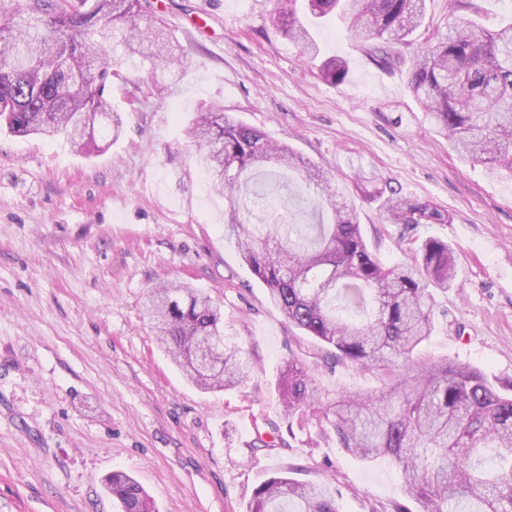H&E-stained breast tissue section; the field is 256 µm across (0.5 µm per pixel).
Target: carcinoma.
<instances>
[{"label": "carcinoma", "instance_id": "carcinoma-1", "mask_svg": "<svg viewBox=\"0 0 512 512\" xmlns=\"http://www.w3.org/2000/svg\"><path fill=\"white\" fill-rule=\"evenodd\" d=\"M306 2L311 24L299 16L297 0L276 8V24L311 58L320 49L310 25L336 14L366 42L370 59L390 69L404 63L393 45L418 30L427 0ZM118 46L122 56L110 57ZM175 57L164 26L140 9V0H0V129L63 139L92 155L102 149L97 137L110 141L122 129L105 87L125 79L124 62L139 58L154 73ZM319 74L340 84L348 62L328 57ZM407 85L453 150L481 161L492 175L512 176L511 22L492 30L452 16L447 30L419 44ZM186 134L210 188L227 202L225 231L288 322L324 344L335 362L391 371L383 389L324 405L292 356L278 382L284 412L315 418L339 447L364 462L392 459L403 474V491L423 512H512V395L468 366L417 358L431 331L430 289H445L455 279L448 244L427 239L414 262L385 263L369 251L344 194L290 147L218 105L198 112ZM278 169L300 176L327 202V222L305 230L285 220L251 222L268 196L254 178ZM378 197L390 224L445 223L438 208L390 186ZM146 314L173 361L200 389L224 390L248 377L249 359L226 340L220 307L205 292L187 282L162 283L153 288ZM488 449L491 470L482 466ZM106 487L121 512H154L134 478L114 472ZM248 512L340 510L326 487L275 472L255 489Z\"/></svg>", "mask_w": 512, "mask_h": 512}]
</instances>
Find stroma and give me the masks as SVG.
Instances as JSON below:
<instances>
[{"label": "stroma", "instance_id": "35a3bbf8", "mask_svg": "<svg viewBox=\"0 0 512 512\" xmlns=\"http://www.w3.org/2000/svg\"><path fill=\"white\" fill-rule=\"evenodd\" d=\"M177 49L172 70L128 62L110 94L122 136L87 156L62 140L0 131V512H120L104 480L122 471L156 512H248L273 472L326 484L340 512H419L390 460L366 465L315 422L289 424L278 373L297 357L324 403L374 392L385 377L329 368L288 323L224 234L215 194L185 128L218 104L290 145L350 197L369 247L410 261L436 238L454 251L453 286L432 292L420 362L483 372L512 393V178L466 161L411 97L408 69L372 63L348 25L315 28L322 56L350 66L338 85L283 37L277 0H140ZM152 95L128 105L137 85ZM266 221L313 224L322 208L294 176H269ZM428 201L443 224L387 223L375 194ZM167 280L204 290L224 334L251 361L245 382L205 393L188 383L143 306Z\"/></svg>", "mask_w": 512, "mask_h": 512}]
</instances>
